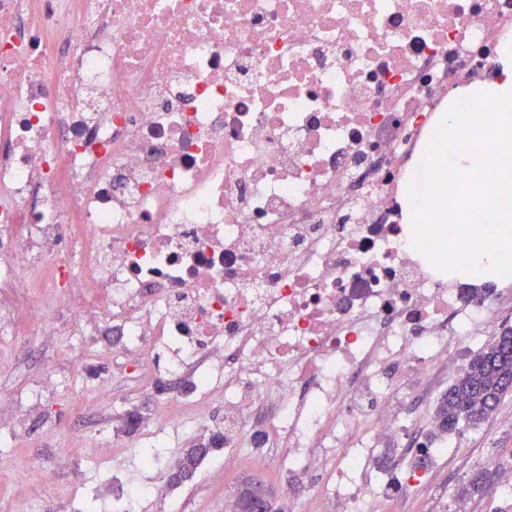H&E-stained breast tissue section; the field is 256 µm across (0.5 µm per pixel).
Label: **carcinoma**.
I'll return each instance as SVG.
<instances>
[{
  "instance_id": "cac0c4a2",
  "label": "carcinoma",
  "mask_w": 512,
  "mask_h": 512,
  "mask_svg": "<svg viewBox=\"0 0 512 512\" xmlns=\"http://www.w3.org/2000/svg\"><path fill=\"white\" fill-rule=\"evenodd\" d=\"M512 393V329L494 335L470 360L464 373L438 400L441 426L455 432L487 420ZM199 457L188 450L179 460L180 478L192 477Z\"/></svg>"
}]
</instances>
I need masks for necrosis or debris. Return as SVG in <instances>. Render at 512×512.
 Wrapping results in <instances>:
<instances>
[{
	"mask_svg": "<svg viewBox=\"0 0 512 512\" xmlns=\"http://www.w3.org/2000/svg\"><path fill=\"white\" fill-rule=\"evenodd\" d=\"M511 43L512 0H0V346L76 336L98 382L176 381L141 436L223 448L213 486L243 457L318 512L427 489L431 400L512 290L449 282L400 197L450 93ZM93 398L67 401L86 448L112 428ZM45 402L0 398V433ZM13 468L11 512L74 505ZM474 469L512 512V467Z\"/></svg>",
	"mask_w": 512,
	"mask_h": 512,
	"instance_id": "4bbe7bcc",
	"label": "necrosis or debris"
}]
</instances>
